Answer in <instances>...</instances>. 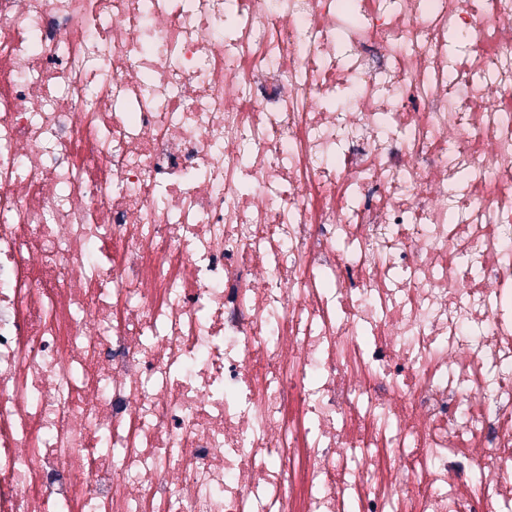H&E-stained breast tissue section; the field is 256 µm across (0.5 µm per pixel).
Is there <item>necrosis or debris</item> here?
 <instances>
[{
    "instance_id": "4bbe7bcc",
    "label": "necrosis or debris",
    "mask_w": 512,
    "mask_h": 512,
    "mask_svg": "<svg viewBox=\"0 0 512 512\" xmlns=\"http://www.w3.org/2000/svg\"><path fill=\"white\" fill-rule=\"evenodd\" d=\"M512 503V0H0V512Z\"/></svg>"
}]
</instances>
